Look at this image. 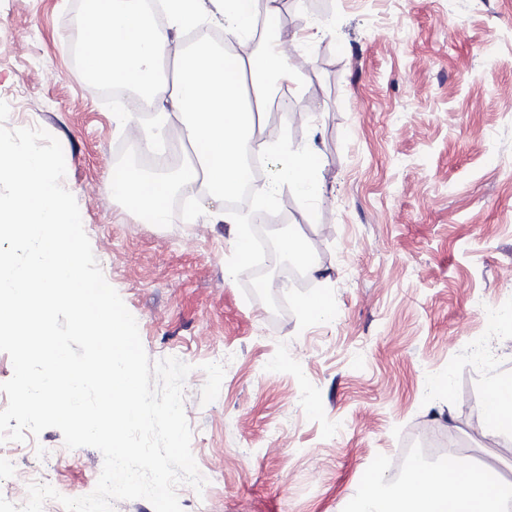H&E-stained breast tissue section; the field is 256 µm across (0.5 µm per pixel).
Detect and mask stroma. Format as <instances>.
I'll use <instances>...</instances> for the list:
<instances>
[{
	"label": "stroma",
	"instance_id": "stroma-1",
	"mask_svg": "<svg viewBox=\"0 0 512 512\" xmlns=\"http://www.w3.org/2000/svg\"><path fill=\"white\" fill-rule=\"evenodd\" d=\"M78 6L0 0V100L8 127L61 143L63 185L150 360L191 367L183 406L206 483L179 491L182 512H344L370 475L418 455L512 479L480 430L471 357L512 374V339L483 317L512 308V0H329L317 15L281 0L299 90L263 133L321 154L328 188L285 185L276 201L312 287L259 289L224 279L252 227L216 221L219 202L182 194L188 221L152 224L114 196V170L174 155L180 125L156 127V102L127 105L74 63ZM323 290L333 318L308 319L302 301ZM444 373L447 398L430 388ZM34 445L17 470L93 491L99 450L67 449L55 428Z\"/></svg>",
	"mask_w": 512,
	"mask_h": 512
}]
</instances>
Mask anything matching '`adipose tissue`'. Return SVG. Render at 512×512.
<instances>
[{"label":"adipose tissue","instance_id":"ef3b65f1","mask_svg":"<svg viewBox=\"0 0 512 512\" xmlns=\"http://www.w3.org/2000/svg\"><path fill=\"white\" fill-rule=\"evenodd\" d=\"M90 19L82 47L85 72L115 85L130 87L150 96L167 95L170 111L161 120L177 119L183 138L194 156L184 163L175 181L149 179L132 169L113 181L115 195L146 214L150 223L175 219L167 205L176 187L198 185L215 201L235 194L243 177L241 146L265 155L278 144L259 133L262 113L270 95V80L288 75V61L277 49L263 56L246 50L252 21L263 15L266 24L280 28V0H168L167 27L149 22L140 0H87ZM223 25L243 43L233 55L207 50L188 51L172 36L204 19ZM173 58L172 85L159 80L163 58ZM322 161L312 150L302 151L280 169V182L323 192ZM482 433L500 442L512 454V376L490 372L483 378ZM351 512H512V494L489 474L464 469L449 477L447 466H429L418 460L394 482L367 479L352 497Z\"/></svg>","mask_w":512,"mask_h":512}]
</instances>
